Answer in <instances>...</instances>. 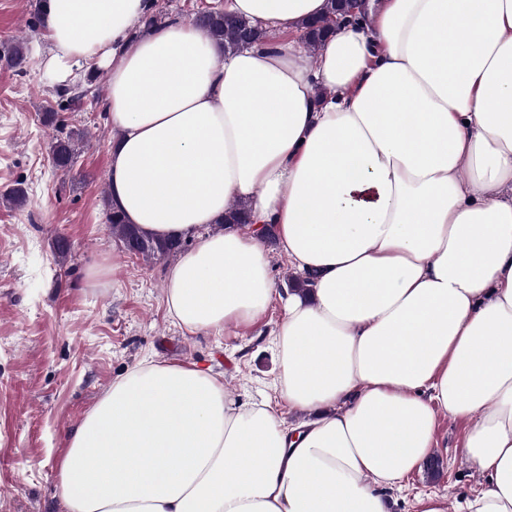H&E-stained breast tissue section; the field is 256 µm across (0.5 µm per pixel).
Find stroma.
<instances>
[{
  "mask_svg": "<svg viewBox=\"0 0 512 512\" xmlns=\"http://www.w3.org/2000/svg\"><path fill=\"white\" fill-rule=\"evenodd\" d=\"M41 2L0 0V51L19 40L29 48L23 71L0 63V512H63L58 465L69 432L115 377L144 359L223 375L238 402L264 400L296 420L274 390L269 339L280 303L220 337L188 333L166 312L168 261L130 255L107 231L108 74L92 61L67 76L51 71ZM65 88L84 90L76 107L65 108ZM51 111L85 134L66 172L53 166V131L41 122ZM17 186L26 190L22 207L4 199ZM58 238L70 246L62 265ZM97 266L103 272L94 281ZM464 429L439 417L430 467L409 475L390 512H413L426 494L446 497L448 512H466L487 478L460 452Z\"/></svg>",
  "mask_w": 512,
  "mask_h": 512,
  "instance_id": "obj_1",
  "label": "stroma"
}]
</instances>
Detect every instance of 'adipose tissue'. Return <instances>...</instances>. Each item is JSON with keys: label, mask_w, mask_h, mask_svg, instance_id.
<instances>
[{"label": "adipose tissue", "mask_w": 512, "mask_h": 512, "mask_svg": "<svg viewBox=\"0 0 512 512\" xmlns=\"http://www.w3.org/2000/svg\"><path fill=\"white\" fill-rule=\"evenodd\" d=\"M150 8L47 0L50 64L105 63L110 199L194 242L169 317L219 336L282 297L275 388L312 419L142 361L69 433L65 512H389L442 414L487 477L467 512H512V0H362L310 64L327 0H225L266 34L229 53L182 19L139 34ZM271 242L305 290L279 294Z\"/></svg>", "instance_id": "adipose-tissue-1"}]
</instances>
